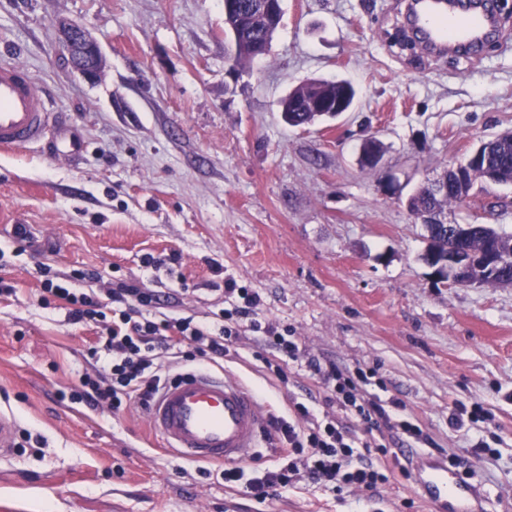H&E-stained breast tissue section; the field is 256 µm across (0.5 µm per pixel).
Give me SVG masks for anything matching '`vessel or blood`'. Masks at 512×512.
I'll list each match as a JSON object with an SVG mask.
<instances>
[{"label":"vessel or blood","mask_w":512,"mask_h":512,"mask_svg":"<svg viewBox=\"0 0 512 512\" xmlns=\"http://www.w3.org/2000/svg\"><path fill=\"white\" fill-rule=\"evenodd\" d=\"M411 22L427 46L448 53L488 48L495 18L483 0L467 12L457 0L440 6L417 0ZM59 124L44 87L29 69L0 62V150H21L54 141ZM263 404L243 383L196 369L167 382L153 401L149 422L172 455L195 462L247 465L254 461L263 427ZM414 491L434 512H479L478 488L444 463L413 469Z\"/></svg>","instance_id":"1"}]
</instances>
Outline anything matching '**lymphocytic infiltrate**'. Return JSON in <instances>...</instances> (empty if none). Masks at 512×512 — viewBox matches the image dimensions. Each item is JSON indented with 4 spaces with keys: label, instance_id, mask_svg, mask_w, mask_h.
<instances>
[{
    "label": "lymphocytic infiltrate",
    "instance_id": "1",
    "mask_svg": "<svg viewBox=\"0 0 512 512\" xmlns=\"http://www.w3.org/2000/svg\"><path fill=\"white\" fill-rule=\"evenodd\" d=\"M56 298L70 304L71 323L103 324L100 344L91 352L93 359L101 362L102 371L82 380L76 398L93 407L107 406L116 415L134 401L148 407L169 380V372L157 361V351L185 343L189 349L182 355L184 362L217 363L242 322L288 360H298L301 354L296 337L285 335L278 323L260 318L259 301L253 294L245 295L244 305L221 313L209 323L159 311L155 295L134 282L118 283L103 300L50 280L44 282L43 308H50ZM307 366L326 389L327 407L354 414L369 430L388 433L391 439L409 446L430 443V436L409 419L403 401L384 400L369 392L363 369H341L333 364L324 367L313 360ZM273 429L270 439L280 451L281 465L250 477L239 467H216L225 484L244 483L251 495L263 502L288 492L301 477L340 491L370 489L386 479L372 461H355L353 444L333 422L319 421L305 403H294L289 419H274Z\"/></svg>",
    "mask_w": 512,
    "mask_h": 512
}]
</instances>
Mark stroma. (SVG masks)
Instances as JSON below:
<instances>
[{
	"instance_id": "35a3bbf8",
	"label": "stroma",
	"mask_w": 512,
	"mask_h": 512,
	"mask_svg": "<svg viewBox=\"0 0 512 512\" xmlns=\"http://www.w3.org/2000/svg\"><path fill=\"white\" fill-rule=\"evenodd\" d=\"M408 7L282 0L267 54L232 71L224 0H0V62L33 73L82 146L72 162L0 152V279L14 288L0 296V412L34 438L0 459V512H432L397 469L375 489L303 479L261 503L167 453L138 404L115 417L71 400L96 372V328L38 298L48 278L80 287L82 271L99 273L95 291L137 282L166 314L198 322L239 303L228 286L258 294L260 315L292 328L305 359L374 369L372 393L406 404L434 441L410 462L485 439L490 452L463 463L482 476L483 512H512V288L438 283L407 208L425 178L512 130V8L499 13L508 46L474 59L398 45ZM63 20L99 42L97 81L69 66ZM313 78L349 82L354 103L289 126L280 102ZM371 137L377 167L361 160ZM448 219L512 233V184L474 188ZM148 255L160 265L145 267ZM267 358L279 355L246 330L214 371L254 388L266 416L297 401L324 412L306 366L276 376ZM475 401L492 417L462 433L451 409Z\"/></svg>"
}]
</instances>
